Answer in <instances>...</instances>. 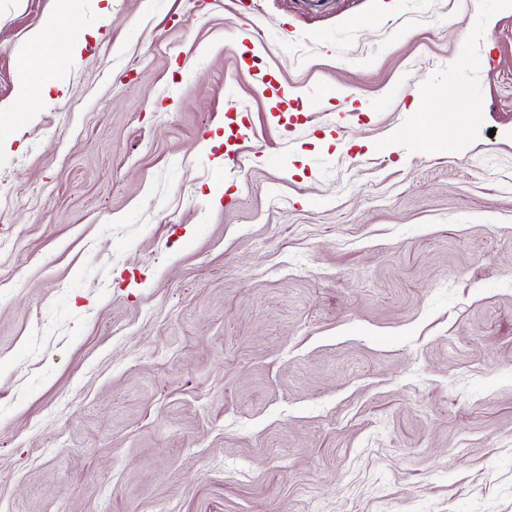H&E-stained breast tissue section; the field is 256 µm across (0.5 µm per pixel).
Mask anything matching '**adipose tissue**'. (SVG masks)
<instances>
[{
  "label": "adipose tissue",
  "instance_id": "obj_1",
  "mask_svg": "<svg viewBox=\"0 0 512 512\" xmlns=\"http://www.w3.org/2000/svg\"><path fill=\"white\" fill-rule=\"evenodd\" d=\"M70 26L66 12L50 15L41 27L29 37L27 48L35 63L30 71L24 72L19 87V96L24 103L22 109L10 110L8 118L14 124H22L25 113L39 109L52 90L60 89L53 64L55 59L78 55L80 42L65 38L64 32Z\"/></svg>",
  "mask_w": 512,
  "mask_h": 512
}]
</instances>
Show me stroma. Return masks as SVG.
I'll return each mask as SVG.
<instances>
[{
    "label": "stroma",
    "mask_w": 512,
    "mask_h": 512,
    "mask_svg": "<svg viewBox=\"0 0 512 512\" xmlns=\"http://www.w3.org/2000/svg\"><path fill=\"white\" fill-rule=\"evenodd\" d=\"M60 9L0 130V512H512V0H0V106ZM70 28L69 16L61 11L50 15L41 27L29 37L25 54L32 51L34 65L31 71H24L19 87V96L24 103L22 109L0 110L16 125H21L25 113L36 112L53 89L62 90L53 68L54 60L61 57L77 56L82 48L78 41L59 37ZM42 59L41 64L35 61Z\"/></svg>",
    "instance_id": "35a3bbf8"
}]
</instances>
